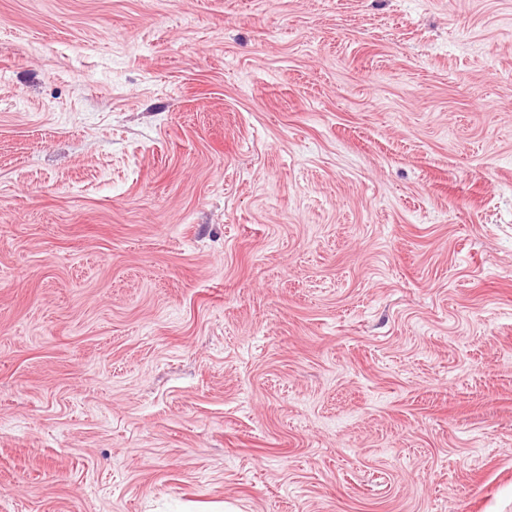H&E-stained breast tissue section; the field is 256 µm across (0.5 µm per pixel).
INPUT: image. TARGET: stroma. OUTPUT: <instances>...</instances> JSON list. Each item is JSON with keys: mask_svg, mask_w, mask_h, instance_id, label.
Masks as SVG:
<instances>
[{"mask_svg": "<svg viewBox=\"0 0 512 512\" xmlns=\"http://www.w3.org/2000/svg\"><path fill=\"white\" fill-rule=\"evenodd\" d=\"M0 512H512V0H0Z\"/></svg>", "mask_w": 512, "mask_h": 512, "instance_id": "stroma-1", "label": "stroma"}]
</instances>
